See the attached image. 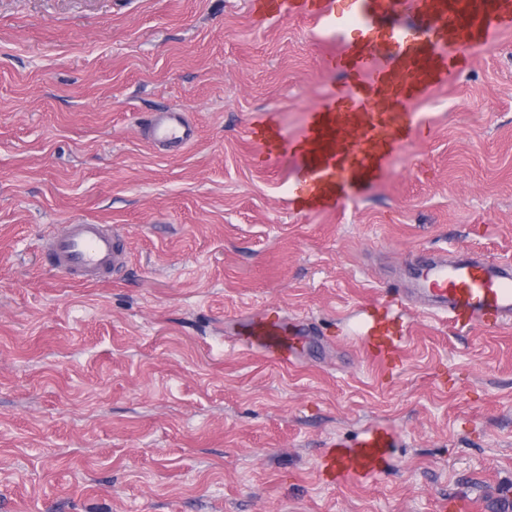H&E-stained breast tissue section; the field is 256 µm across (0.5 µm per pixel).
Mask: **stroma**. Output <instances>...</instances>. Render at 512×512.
Returning a JSON list of instances; mask_svg holds the SVG:
<instances>
[{"mask_svg":"<svg viewBox=\"0 0 512 512\" xmlns=\"http://www.w3.org/2000/svg\"><path fill=\"white\" fill-rule=\"evenodd\" d=\"M336 36L248 0H0V512H442L512 495V327L410 314L399 367L351 316L383 311L425 254L512 262V33L413 103L432 128L363 196L299 207L284 137L335 86ZM198 129L149 147L138 116ZM119 224L115 281L40 263L63 224ZM311 320L290 369L226 332L252 311ZM388 433L385 467L326 482L330 442Z\"/></svg>","mask_w":512,"mask_h":512,"instance_id":"stroma-1","label":"stroma"}]
</instances>
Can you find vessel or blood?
Listing matches in <instances>:
<instances>
[{
    "label": "vessel or blood",
    "instance_id": "vessel-or-blood-1",
    "mask_svg": "<svg viewBox=\"0 0 512 512\" xmlns=\"http://www.w3.org/2000/svg\"><path fill=\"white\" fill-rule=\"evenodd\" d=\"M299 7L340 35L341 45L321 60L339 81L309 112L304 138H283L274 112L263 113L249 135L269 158L291 161L296 198L327 211L378 181L393 156L424 131L407 102L446 86L512 31V0H300ZM140 128L158 149H182L195 140L184 112L145 113ZM42 254L53 272L83 283L114 278L126 259L122 232L108 224L65 225L47 239ZM389 306L399 315L416 308L464 328L499 331L512 324V264L471 251L433 255L411 287L394 291ZM241 326L251 343L281 363H298L314 345L309 328L281 315L249 316ZM357 326L370 362L397 364L406 329L383 331L363 317ZM389 446L384 433L368 429L354 446L330 448L323 472L332 482L379 471Z\"/></svg>",
    "mask_w": 512,
    "mask_h": 512
}]
</instances>
